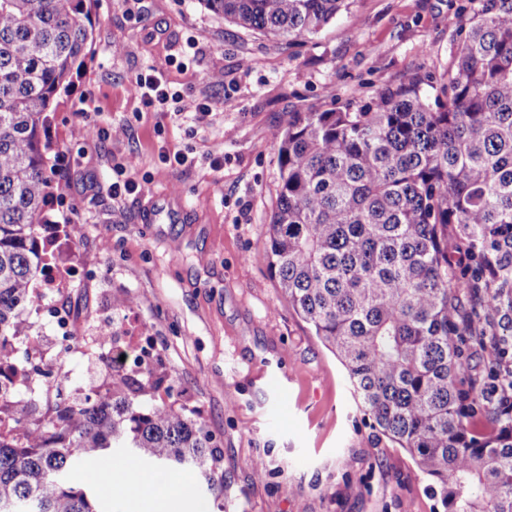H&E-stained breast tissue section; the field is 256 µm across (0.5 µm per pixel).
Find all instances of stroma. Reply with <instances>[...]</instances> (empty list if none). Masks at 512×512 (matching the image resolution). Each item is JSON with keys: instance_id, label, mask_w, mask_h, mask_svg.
Segmentation results:
<instances>
[{"instance_id": "obj_1", "label": "stroma", "mask_w": 512, "mask_h": 512, "mask_svg": "<svg viewBox=\"0 0 512 512\" xmlns=\"http://www.w3.org/2000/svg\"><path fill=\"white\" fill-rule=\"evenodd\" d=\"M468 3L351 0L288 46L201 0H95L91 54L50 128L57 190L48 217L82 271L54 302L73 315L78 339L61 349L31 308L20 324L64 397L81 400L110 379L98 333L109 327L126 344L113 318L132 297L158 350L160 395L194 411L221 452L228 512H436L409 456L359 410L343 367L257 256L278 202L272 131L291 112L365 105L409 72L440 80L459 43L448 18ZM150 68L207 97L212 114L146 108L130 82ZM215 73L223 82H212ZM91 122L111 136L88 138ZM176 151L186 165L164 163ZM129 158L146 192L113 200L112 168ZM171 192L184 201L181 220L143 223L149 197ZM255 458L265 480L253 476Z\"/></svg>"}]
</instances>
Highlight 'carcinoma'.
<instances>
[{
  "mask_svg": "<svg viewBox=\"0 0 512 512\" xmlns=\"http://www.w3.org/2000/svg\"><path fill=\"white\" fill-rule=\"evenodd\" d=\"M287 44L346 0H202ZM92 0H0V346L45 273L50 113L85 65ZM441 96L407 73L366 105L290 112L273 132L280 188L260 260L346 371L373 427L408 454L442 512H512V413L459 383L460 336L512 346V0H479ZM454 225L448 232V225ZM473 297L457 321L458 294ZM150 372L61 403L27 443L0 439V512H101L81 465L110 451L181 468L224 498L217 445L195 414L151 395ZM490 428L476 435L468 419Z\"/></svg>",
  "mask_w": 512,
  "mask_h": 512,
  "instance_id": "carcinoma-1",
  "label": "carcinoma"
}]
</instances>
